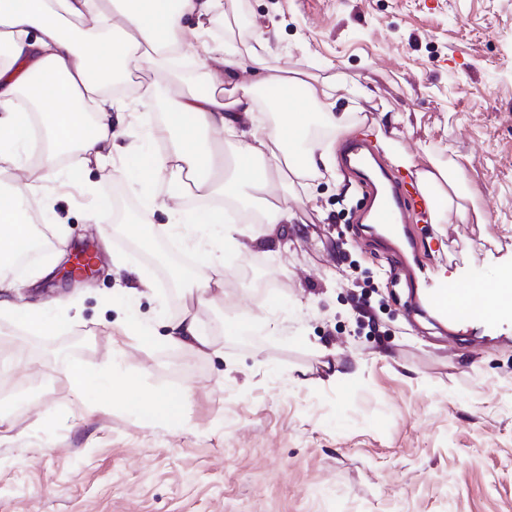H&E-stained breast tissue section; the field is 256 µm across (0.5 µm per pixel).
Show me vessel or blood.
Listing matches in <instances>:
<instances>
[{
  "label": "vessel or blood",
  "mask_w": 512,
  "mask_h": 512,
  "mask_svg": "<svg viewBox=\"0 0 512 512\" xmlns=\"http://www.w3.org/2000/svg\"><path fill=\"white\" fill-rule=\"evenodd\" d=\"M373 154V144L369 136L363 134L345 147L341 164L356 173L367 193L365 221L395 240L393 253L400 269L408 282L422 289L424 302L449 324L462 329L492 324L505 315H512V291L499 293L492 300L484 297L479 288H461L448 281L433 283L424 268L409 260L403 246L397 243L400 230L408 226L411 214L430 209V198L423 194L411 173H378L369 162Z\"/></svg>",
  "instance_id": "vessel-or-blood-1"
}]
</instances>
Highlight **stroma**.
Here are the masks:
<instances>
[{
  "label": "stroma",
  "mask_w": 512,
  "mask_h": 512,
  "mask_svg": "<svg viewBox=\"0 0 512 512\" xmlns=\"http://www.w3.org/2000/svg\"><path fill=\"white\" fill-rule=\"evenodd\" d=\"M223 3L209 34L227 52L247 56L276 32V64L335 85L352 132L400 115L395 151L462 170L485 221L412 225L429 278L464 286L512 267V0ZM195 47L187 39L182 79L155 74L138 93L206 90ZM139 116L111 168L65 158L68 187L46 186L59 222L39 262L59 241L90 239L104 273L47 293L20 286L62 328L0 322V375L53 380L28 404L0 397V512H512V316L461 336L417 316L394 257L359 222L367 200L352 171L295 186L275 253L243 221L264 202L229 208L236 231L214 246L224 290L192 305L225 328L203 353L166 342L173 306L205 270L152 234L170 222L165 181L144 191L112 176L164 114ZM120 200L122 221L94 223ZM75 364L182 395L177 419L80 400Z\"/></svg>",
  "instance_id": "35a3bbf8"
}]
</instances>
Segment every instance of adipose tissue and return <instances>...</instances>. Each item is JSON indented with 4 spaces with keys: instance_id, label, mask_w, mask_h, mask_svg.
Instances as JSON below:
<instances>
[{
    "instance_id": "1",
    "label": "adipose tissue",
    "mask_w": 512,
    "mask_h": 512,
    "mask_svg": "<svg viewBox=\"0 0 512 512\" xmlns=\"http://www.w3.org/2000/svg\"><path fill=\"white\" fill-rule=\"evenodd\" d=\"M219 0H0V172L20 170L7 193L0 194V318L39 336L56 325L37 305L17 302L15 278L6 270L10 256L22 253L33 237L32 210H44L41 194L57 169L61 155L77 154L82 164H108L112 159L114 126L136 121L137 113L118 111L105 91L115 71L130 74L149 70L175 74L184 47L185 16L213 18ZM120 23H113V16ZM271 38L261 35L248 61L224 54L223 44L198 41L197 57L209 69L237 78L249 69L251 78L237 93L187 91L172 95L165 121L149 138L166 141L159 153L143 148L120 171L122 177L149 182L167 174L168 194L176 206L163 234L178 236L199 251L203 242L191 234L202 224L212 238H228L232 227L224 222L218 200L248 199L265 193L268 169H287L302 178L319 171L336 174V141L350 126L348 113L336 111L332 84L303 83L295 72L271 66ZM303 88L307 102L317 106L327 135L316 147L306 140L310 116L295 111L289 92ZM277 106V118L263 133H255L257 93ZM36 106L45 133V147L36 163L35 178L24 177L29 163L18 153L30 134L29 106ZM237 139V165L226 176H216L213 143L225 135ZM418 181L433 200L434 223L448 213L468 222L471 199L461 192L460 171L439 163L418 170ZM187 199L208 201L198 213L183 212ZM167 342L174 347L209 348L208 334L192 310H184L168 324ZM123 404L138 413L168 415L178 411L182 398L158 390L141 394L125 381Z\"/></svg>"
}]
</instances>
